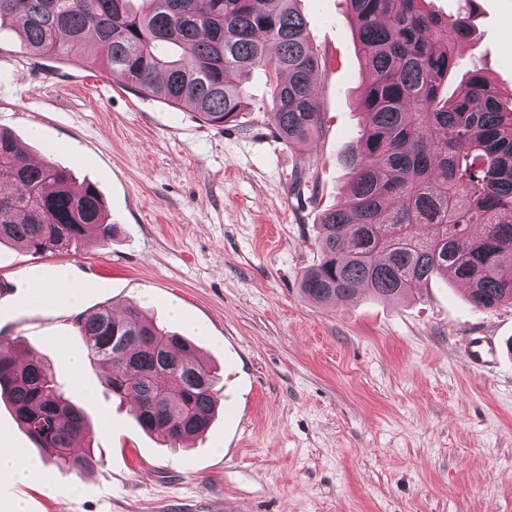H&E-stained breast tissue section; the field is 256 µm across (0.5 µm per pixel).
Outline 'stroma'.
I'll return each instance as SVG.
<instances>
[{"mask_svg":"<svg viewBox=\"0 0 512 512\" xmlns=\"http://www.w3.org/2000/svg\"><path fill=\"white\" fill-rule=\"evenodd\" d=\"M296 7L327 56L322 129L306 148L271 135L265 72L244 82L237 124L216 128L83 58L31 56L0 24V126L31 158L93 184L114 226L105 247L35 257L0 245V340L24 339L75 397L96 458L60 474L0 402V439L43 476L0 477V512H512V305L475 308L464 284L441 277L396 300L321 304L299 288L320 260L321 213L344 201L363 116L344 0ZM433 8L471 13L446 93L473 68L512 89V0ZM33 269L47 284L66 274L78 306L36 305ZM131 302L191 338L221 377L215 417L189 446L145 434L102 365L69 362L86 353L81 314ZM475 336L495 339V364H470Z\"/></svg>","mask_w":512,"mask_h":512,"instance_id":"35a3bbf8","label":"stroma"}]
</instances>
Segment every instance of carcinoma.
Listing matches in <instances>:
<instances>
[{"label":"carcinoma","instance_id":"1","mask_svg":"<svg viewBox=\"0 0 512 512\" xmlns=\"http://www.w3.org/2000/svg\"><path fill=\"white\" fill-rule=\"evenodd\" d=\"M430 0H345L362 59V134L347 157L343 205L320 215L318 264L301 292L316 303L361 290L404 296L446 275L468 285L469 301L494 309L512 302V103L478 70L455 98L440 94L460 64L470 14L450 19ZM295 0H0V20L17 27L34 56L79 57L144 95L189 104L206 124L237 122L242 80L255 69L275 77L272 136L306 145L321 127L313 76L321 56ZM112 225L89 184L70 170L34 164L0 129V243L32 255L93 241L108 245ZM87 356L110 365L112 396L135 402V420L163 443L203 434L219 400L220 378L198 346L150 320L136 304L78 319ZM61 474H80L93 457L82 447L84 411L17 339L0 341V401Z\"/></svg>","mask_w":512,"mask_h":512}]
</instances>
